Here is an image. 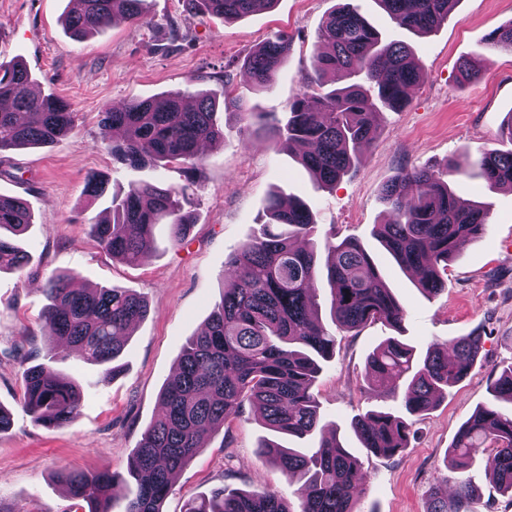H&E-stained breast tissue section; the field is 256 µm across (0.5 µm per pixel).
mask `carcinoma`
<instances>
[{
  "label": "carcinoma",
  "mask_w": 512,
  "mask_h": 512,
  "mask_svg": "<svg viewBox=\"0 0 512 512\" xmlns=\"http://www.w3.org/2000/svg\"><path fill=\"white\" fill-rule=\"evenodd\" d=\"M278 0H190L203 15L235 20L269 10ZM400 28L428 33L447 21L457 0H378ZM64 17L72 34L84 39L117 19L147 21V0H76ZM322 46L301 76V88L282 114L259 112L258 130L276 145L303 147L301 163L321 187L330 186L358 162L361 148L377 135L379 108L397 110L421 81L411 48L385 42L378 30L350 3L325 19ZM487 45L512 51V22L491 32ZM291 49L286 35L267 40L244 62L252 81L266 88ZM343 73L348 83L334 87L328 75ZM30 75L19 61L0 62V152L44 146L68 135L73 115L67 102L29 91ZM245 105L224 95L215 97L177 91L162 103L136 99L122 108L108 105L100 124L112 133V158L129 167L146 164L186 165L180 186L134 182L111 198L107 216L94 219L89 233L114 260L137 264L154 245L153 229L162 221L170 238L181 243L191 234L196 215L184 208L187 191L202 176L204 148L224 142V129L240 123ZM474 166L492 187H512V150H487L464 164L444 170L402 168L384 186L392 212L378 225L376 239L403 271L419 274L417 288L434 296L447 288L441 271L460 246L481 237L487 212L457 196L449 178ZM269 221L225 262L224 294L202 332L190 337L175 374L160 392L162 414L142 434L126 473L62 470L58 481L76 504L88 512H163L172 479L204 448L205 440L224 427L244 402L260 412L272 432L291 439L319 436L318 447L285 448L275 441L261 444L262 454L287 480L301 482L300 507L274 489L256 482L248 491L219 488L188 502L185 512H356L360 495V463L344 447L337 430L321 424L313 388L323 365L336 352V335L319 314L317 297L331 296L330 320L347 333L380 322L401 331L406 309L386 282L373 257L356 238L328 239L325 263L311 239L315 221L305 203L274 195L266 205ZM32 224L19 199L0 196V270H19L27 256L14 242ZM77 276L57 275L44 288L49 301L42 312L46 352L34 348L19 355L24 366L23 407L35 421L54 428L71 423L80 407L77 385L53 366L56 350L71 347L79 360L102 368L104 377L118 375L132 329L147 316L145 298L126 288H78ZM483 348L472 331L434 341L420 355L391 336L367 355L365 371L374 380L392 382L402 396L394 414L370 411L351 421L361 447L391 457L407 447L412 418L422 416L448 395L470 372ZM491 396L512 404V365L489 383ZM494 461L492 483L512 497V412L493 405L478 407L460 426L448 450L449 466L463 470L480 454ZM476 489L459 482L452 502L431 496L428 512H467Z\"/></svg>",
  "instance_id": "1"
}]
</instances>
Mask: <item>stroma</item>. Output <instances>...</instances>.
Listing matches in <instances>:
<instances>
[{
	"label": "stroma",
	"instance_id": "1",
	"mask_svg": "<svg viewBox=\"0 0 512 512\" xmlns=\"http://www.w3.org/2000/svg\"><path fill=\"white\" fill-rule=\"evenodd\" d=\"M341 2L279 0L272 10L227 22L196 13L187 0H148L146 24L119 21L80 40L63 24L69 0H0V61H22L33 84L67 101L74 114L67 137L0 154V196L24 201L34 216L18 241L27 264L0 271V407L11 415L10 426L0 431V512H76L57 480L61 469L125 472L160 412L159 394L186 340L222 298L225 260L257 231L268 198L279 191L308 204L316 242L351 236L373 253L407 310L399 334L404 342L423 351L432 341L474 330L484 338L468 376L416 421L407 448L378 457L360 447L350 422L371 410L399 409L387 386L365 374L369 351L394 333L380 323L355 335L338 332L336 354L314 391L323 424L337 427L361 462L359 512H427L434 490L452 494L463 477L479 488L471 512H512V498L489 479L488 457L462 471L448 468L446 459L461 424L489 400L491 378L512 364V191L490 187L474 171L452 177L460 198L486 206L488 228L449 262L443 273L448 286L434 297L422 294L373 236L389 219L382 189L400 168L441 169L486 149H512L505 132L512 115V52L485 45L488 34L512 22V0H458L446 22L419 36L396 27L377 0H351L383 39L414 48L423 80L401 109L384 110L377 137L339 181L316 187L298 151L232 129L204 152V179L188 191L197 223L183 244H172L167 225H156L154 249L130 266L112 260L89 235V220L105 206L86 196L89 175L106 180L113 194L132 180L184 182L174 167L131 170L115 163L99 123L104 105L189 89L241 98L252 112H284L311 66L323 21ZM173 26L182 34L176 41L169 34ZM278 33L292 41L288 58L269 87L256 88L243 61ZM477 55L486 56L485 68L463 79V59ZM59 274L78 275L92 288L134 290L150 312L130 336L125 369L113 380L103 381L97 368L59 352L56 367L79 383L81 406L71 424L53 429L23 408L22 370L13 353L44 346L42 288ZM272 437L252 405L243 404L179 472L164 512H184L189 500L218 487L252 489L258 479L298 506L297 483L259 452Z\"/></svg>",
	"mask_w": 512,
	"mask_h": 512
}]
</instances>
